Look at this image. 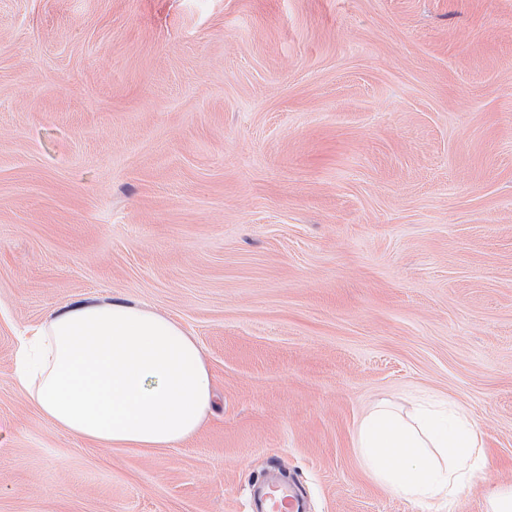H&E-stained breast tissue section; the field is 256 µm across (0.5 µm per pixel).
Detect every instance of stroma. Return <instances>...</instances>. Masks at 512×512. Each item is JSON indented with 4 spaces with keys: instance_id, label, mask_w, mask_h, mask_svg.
<instances>
[{
    "instance_id": "35a3bbf8",
    "label": "stroma",
    "mask_w": 512,
    "mask_h": 512,
    "mask_svg": "<svg viewBox=\"0 0 512 512\" xmlns=\"http://www.w3.org/2000/svg\"><path fill=\"white\" fill-rule=\"evenodd\" d=\"M79 297L195 336L217 407L105 448L18 390ZM463 407L512 484V0H0V512H437L362 466L373 405ZM253 512H307L308 503L293 482L268 478L252 494Z\"/></svg>"
}]
</instances>
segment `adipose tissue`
I'll list each match as a JSON object with an SVG mask.
<instances>
[{
  "label": "adipose tissue",
  "mask_w": 512,
  "mask_h": 512,
  "mask_svg": "<svg viewBox=\"0 0 512 512\" xmlns=\"http://www.w3.org/2000/svg\"><path fill=\"white\" fill-rule=\"evenodd\" d=\"M20 390L50 423L120 448H172L211 411L213 377L175 319L123 299L80 298L28 328ZM373 480L414 502L454 507L488 464L479 427L460 408L399 413L380 402L356 439Z\"/></svg>",
  "instance_id": "adipose-tissue-1"
}]
</instances>
